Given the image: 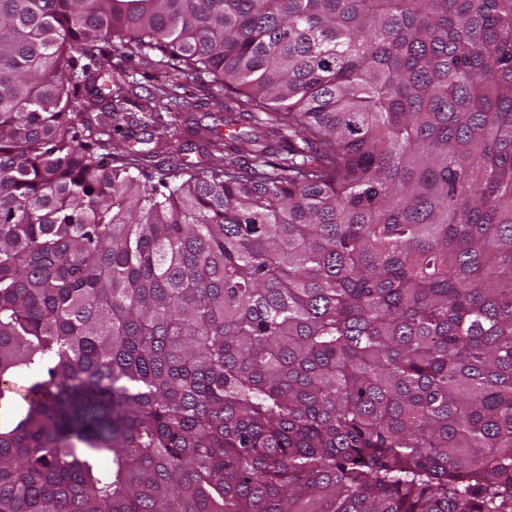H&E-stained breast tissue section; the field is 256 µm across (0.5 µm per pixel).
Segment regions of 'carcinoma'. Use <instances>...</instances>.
Returning <instances> with one entry per match:
<instances>
[{
	"instance_id": "obj_1",
	"label": "carcinoma",
	"mask_w": 512,
	"mask_h": 512,
	"mask_svg": "<svg viewBox=\"0 0 512 512\" xmlns=\"http://www.w3.org/2000/svg\"><path fill=\"white\" fill-rule=\"evenodd\" d=\"M508 487L512 0H0V512ZM124 66L129 72V75L132 76L129 78L131 84L139 87L134 90V93H137V95L146 96L147 91L145 89L156 92L154 87L165 88L163 84L166 82V79L161 71L144 69L139 65L137 60L126 61ZM132 81L137 83L133 84ZM140 115L141 114L137 112L133 115L128 116L130 118H125L124 120L120 121V123H123L125 126L126 123H129V126L125 128L129 130L130 138L117 139L116 143L120 146L129 144L130 146H135L136 148L139 149H152L154 147H157V150H160L161 142L165 138L162 128H157L153 126L143 127V125H136L135 122H133L132 124V116L141 117ZM136 141L145 143H137Z\"/></svg>"
}]
</instances>
